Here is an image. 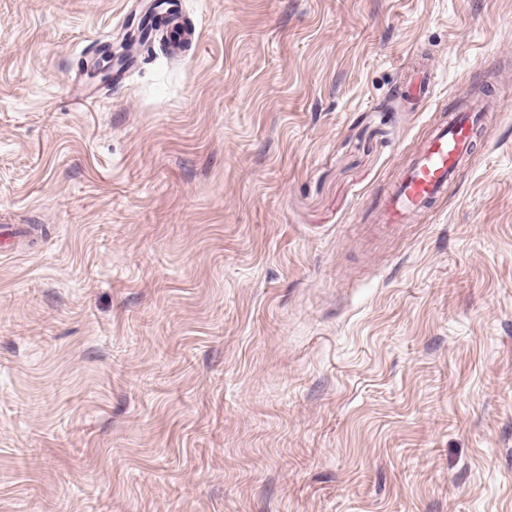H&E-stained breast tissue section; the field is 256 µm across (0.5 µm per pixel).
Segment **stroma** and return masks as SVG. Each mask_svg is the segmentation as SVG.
<instances>
[{"instance_id":"1","label":"stroma","mask_w":512,"mask_h":512,"mask_svg":"<svg viewBox=\"0 0 512 512\" xmlns=\"http://www.w3.org/2000/svg\"><path fill=\"white\" fill-rule=\"evenodd\" d=\"M149 2L0 0V512H512V0ZM407 93L412 99L424 105L431 104L434 96V83L430 69L426 65L413 69L405 83ZM448 120L431 131L408 167L393 183L380 210L379 224H409L430 214L448 194L471 149L472 134L482 125L486 107L464 93L455 97Z\"/></svg>"}]
</instances>
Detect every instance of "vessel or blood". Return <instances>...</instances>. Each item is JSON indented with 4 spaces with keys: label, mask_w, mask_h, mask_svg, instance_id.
Returning a JSON list of instances; mask_svg holds the SVG:
<instances>
[{
    "label": "vessel or blood",
    "mask_w": 512,
    "mask_h": 512,
    "mask_svg": "<svg viewBox=\"0 0 512 512\" xmlns=\"http://www.w3.org/2000/svg\"><path fill=\"white\" fill-rule=\"evenodd\" d=\"M408 94L417 103L430 104L434 83L430 69L419 66L408 75ZM486 112L485 106L458 94L447 121L435 123L408 167L393 183L380 210L381 223L407 224L416 217L430 214L436 203L445 198L464 159L471 149L472 134Z\"/></svg>",
    "instance_id": "obj_1"
}]
</instances>
